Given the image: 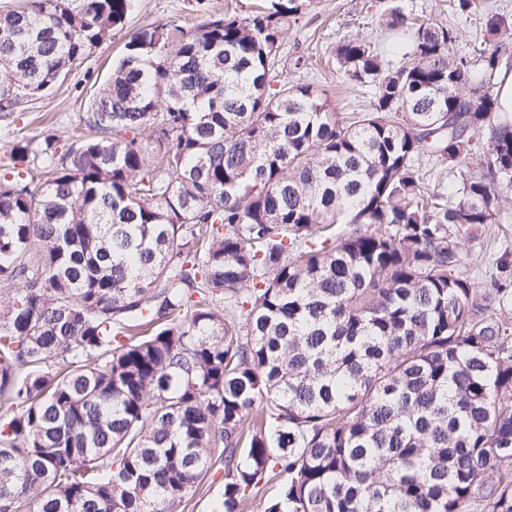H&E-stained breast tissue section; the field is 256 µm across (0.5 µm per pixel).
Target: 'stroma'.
Masks as SVG:
<instances>
[{"label":"stroma","mask_w":512,"mask_h":512,"mask_svg":"<svg viewBox=\"0 0 512 512\" xmlns=\"http://www.w3.org/2000/svg\"><path fill=\"white\" fill-rule=\"evenodd\" d=\"M255 0H134L123 27L93 48L82 65L48 95L25 104L11 121L0 120V157L15 138L40 146L48 136L60 140L84 134L83 117L88 101L108 78L124 44L139 29L169 23L189 28L201 19L202 9L214 13L231 8L248 13ZM479 10L458 11L453 0H311L297 24L285 37L288 66L285 78L326 91L336 111L363 109L369 103L366 90L350 86L337 71L333 59L337 42L351 38L382 39L383 14L398 6L408 14L451 26L457 40L451 52L474 56L483 40V13L492 10L512 18V0H480Z\"/></svg>","instance_id":"obj_1"}]
</instances>
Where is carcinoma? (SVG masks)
Segmentation results:
<instances>
[{
  "instance_id": "cac0c4a2",
  "label": "carcinoma",
  "mask_w": 512,
  "mask_h": 512,
  "mask_svg": "<svg viewBox=\"0 0 512 512\" xmlns=\"http://www.w3.org/2000/svg\"><path fill=\"white\" fill-rule=\"evenodd\" d=\"M307 0L134 33L86 134L0 165V512H512V288L466 245L512 204L485 48L393 7L395 62L334 55L369 106L283 77ZM132 0L0 13V115ZM218 476V475H217ZM213 477L210 473L204 488V491L198 492L193 501L191 502L190 510L189 512H212L214 507V501L216 499L217 493H218V477ZM217 478V479H216ZM206 488H210L207 493H204L206 491Z\"/></svg>"
}]
</instances>
